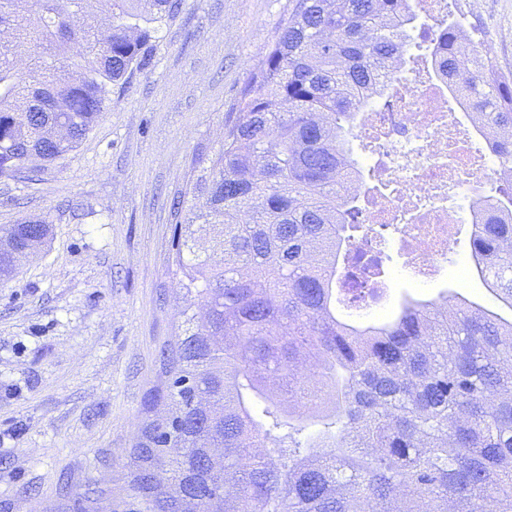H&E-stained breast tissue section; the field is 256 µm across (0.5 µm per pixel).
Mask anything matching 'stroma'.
Wrapping results in <instances>:
<instances>
[{"mask_svg": "<svg viewBox=\"0 0 512 512\" xmlns=\"http://www.w3.org/2000/svg\"><path fill=\"white\" fill-rule=\"evenodd\" d=\"M466 24L512 29V0H462ZM288 0H182L146 65L114 88L65 158L0 179V225L46 218L37 254L0 280V512H112L143 421L163 385L159 350L179 324L182 275L171 202L273 43ZM390 253L388 313L458 291L498 309L454 269L414 288Z\"/></svg>", "mask_w": 512, "mask_h": 512, "instance_id": "1", "label": "stroma"}]
</instances>
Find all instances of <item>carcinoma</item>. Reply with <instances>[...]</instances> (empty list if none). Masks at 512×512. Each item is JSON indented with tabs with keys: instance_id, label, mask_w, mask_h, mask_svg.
Returning <instances> with one entry per match:
<instances>
[{
	"instance_id": "obj_1",
	"label": "carcinoma",
	"mask_w": 512,
	"mask_h": 512,
	"mask_svg": "<svg viewBox=\"0 0 512 512\" xmlns=\"http://www.w3.org/2000/svg\"><path fill=\"white\" fill-rule=\"evenodd\" d=\"M0 0V178L54 163L144 66L182 0ZM411 0H290L224 141L173 203L182 333L164 343L113 512H512V319L457 295L344 321L340 258L361 228L348 136L408 43ZM441 28L444 76L488 135L512 131V77ZM51 225H0V279ZM471 273L512 311V221L475 213ZM200 305L206 317L198 319ZM317 372L299 371L302 358Z\"/></svg>"
}]
</instances>
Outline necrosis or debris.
<instances>
[{"label":"necrosis or debris","instance_id":"4bbe7bcc","mask_svg":"<svg viewBox=\"0 0 512 512\" xmlns=\"http://www.w3.org/2000/svg\"><path fill=\"white\" fill-rule=\"evenodd\" d=\"M415 8L430 23L418 36L432 46L441 25L460 16L459 0H415ZM384 90L357 114L358 136L369 148L358 160L368 173L358 189L366 227L343 272L368 288V310L385 307L389 283L378 270L388 252L404 256L403 273L416 287L437 281L460 225L474 223L477 208L495 210L489 178L512 183V169L472 123L436 54H427L413 78Z\"/></svg>","mask_w":512,"mask_h":512}]
</instances>
